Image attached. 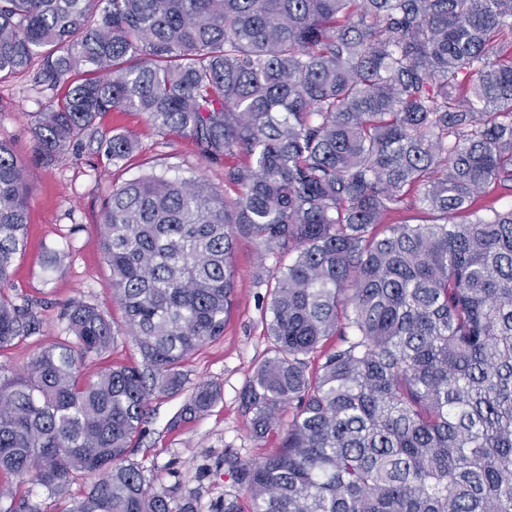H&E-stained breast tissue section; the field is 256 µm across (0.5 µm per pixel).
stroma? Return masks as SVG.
Here are the masks:
<instances>
[{"mask_svg": "<svg viewBox=\"0 0 512 512\" xmlns=\"http://www.w3.org/2000/svg\"><path fill=\"white\" fill-rule=\"evenodd\" d=\"M38 69L34 63L0 78V141L12 148L29 174L26 243L12 268L11 294L39 321L35 334L0 349V373L5 375L23 372L41 346L65 337L63 311L70 300L94 304L121 321L123 312L112 297L110 270L100 245L103 205L114 187L153 171L169 177L197 174L222 194L237 193L236 186L224 180L223 162L202 159L187 139L161 135L138 112H108L98 119L101 130L135 137L137 149L122 164L112 165L102 157L96 141L87 137L62 154H39L33 136L38 114L65 89L38 84ZM52 254L57 261L50 267L46 261ZM258 254L256 242L238 234L234 305L224 334L204 345L183 367L189 384L220 387V400L205 415L175 429L168 422L182 406L183 396L153 400L146 430L132 456L157 484L171 491L174 501L193 496L198 512H211L230 488L227 479L214 473L223 464L226 449L250 456L278 444L273 437L254 439L240 407L241 393L269 346L262 307L267 288L255 278ZM95 480L94 474H84L59 496L48 495L30 474L13 480L10 488L29 495L42 512H67L73 498Z\"/></svg>", "mask_w": 512, "mask_h": 512, "instance_id": "35a3bbf8", "label": "stroma"}]
</instances>
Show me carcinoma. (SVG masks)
<instances>
[{"mask_svg":"<svg viewBox=\"0 0 512 512\" xmlns=\"http://www.w3.org/2000/svg\"><path fill=\"white\" fill-rule=\"evenodd\" d=\"M41 57L66 88L34 127L60 154L88 135L112 164L141 112L238 187L146 174L103 208L101 247L138 365L105 366L117 329L93 304L72 339L0 374V483L33 473L69 512H197L131 460L151 400L224 335L236 234L269 288L270 347L241 397L260 458L224 454L248 512H512V207L450 219L491 186L512 195V0H0V74ZM25 174L0 141V349L36 330L16 305ZM403 209L420 223H388ZM288 256V264L281 263ZM220 398L189 392L175 428ZM0 512H41L0 491Z\"/></svg>","mask_w":512,"mask_h":512,"instance_id":"cac0c4a2","label":"carcinoma"}]
</instances>
